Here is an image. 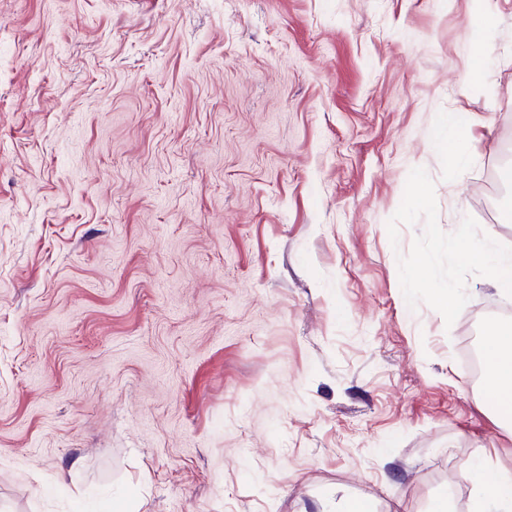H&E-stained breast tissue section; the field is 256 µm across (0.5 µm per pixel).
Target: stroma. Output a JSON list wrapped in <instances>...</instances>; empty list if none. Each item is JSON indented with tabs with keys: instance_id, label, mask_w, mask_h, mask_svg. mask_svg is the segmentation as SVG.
I'll return each mask as SVG.
<instances>
[{
	"instance_id": "35a3bbf8",
	"label": "stroma",
	"mask_w": 512,
	"mask_h": 512,
	"mask_svg": "<svg viewBox=\"0 0 512 512\" xmlns=\"http://www.w3.org/2000/svg\"><path fill=\"white\" fill-rule=\"evenodd\" d=\"M486 7L475 90L472 0H0V512H470L512 468L465 362L512 300ZM478 27L472 36L471 54L474 57V65L468 73V82L470 84L482 83L484 70L482 57L489 51L491 45L483 38V33L495 28L497 20L493 12H481L478 15ZM481 57V58H480Z\"/></svg>"
}]
</instances>
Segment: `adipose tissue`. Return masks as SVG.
I'll list each match as a JSON object with an SVG mask.
<instances>
[{
  "mask_svg": "<svg viewBox=\"0 0 512 512\" xmlns=\"http://www.w3.org/2000/svg\"><path fill=\"white\" fill-rule=\"evenodd\" d=\"M487 358L484 397L497 414L512 412V325L489 329L485 347Z\"/></svg>",
  "mask_w": 512,
  "mask_h": 512,
  "instance_id": "ef3b65f1",
  "label": "adipose tissue"
}]
</instances>
